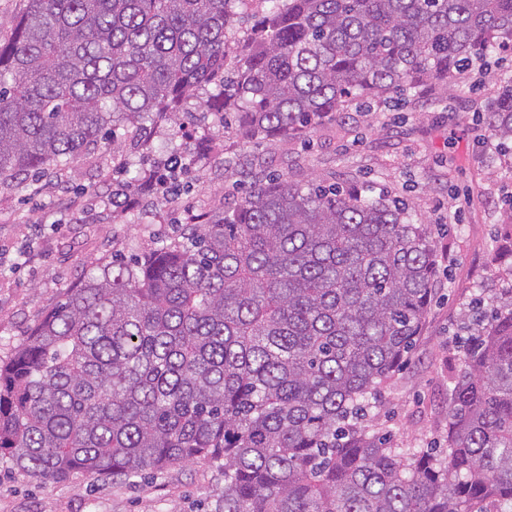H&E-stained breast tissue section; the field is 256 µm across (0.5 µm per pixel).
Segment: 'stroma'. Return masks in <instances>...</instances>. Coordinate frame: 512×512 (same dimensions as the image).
I'll return each instance as SVG.
<instances>
[{
    "label": "stroma",
    "instance_id": "stroma-1",
    "mask_svg": "<svg viewBox=\"0 0 512 512\" xmlns=\"http://www.w3.org/2000/svg\"><path fill=\"white\" fill-rule=\"evenodd\" d=\"M512 62L469 71L454 94L430 91L397 106L350 111L308 141L236 147L228 158L262 156L296 182L364 181L406 201L428 224L437 255L433 302L403 370L382 388L373 423L406 447L446 450L448 393L462 367L457 324L470 302L491 305L512 287L491 254L512 204V153H500L478 120ZM225 158V159H228ZM223 158L194 170L175 202L141 209L134 224H116L112 148L79 169H57L39 182L0 184V360H8L82 281L90 265L150 248L184 222L187 208H217L239 195ZM27 260H19L20 252ZM224 490L216 465L200 462L152 472L132 482L77 473L39 481L0 460V512H214Z\"/></svg>",
    "mask_w": 512,
    "mask_h": 512
}]
</instances>
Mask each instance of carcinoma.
I'll list each match as a JSON object with an SVG mask.
<instances>
[{"label": "carcinoma", "instance_id": "obj_1", "mask_svg": "<svg viewBox=\"0 0 512 512\" xmlns=\"http://www.w3.org/2000/svg\"><path fill=\"white\" fill-rule=\"evenodd\" d=\"M0 43V183L112 139V222L226 150L458 86L512 53V0H24ZM224 140L154 145L196 114ZM483 126L512 143V79ZM221 212L90 267L0 366V458L46 481L217 464L216 512L512 506V301L473 324L448 454L361 423L407 362L437 271L428 225L350 181L261 169Z\"/></svg>", "mask_w": 512, "mask_h": 512}]
</instances>
